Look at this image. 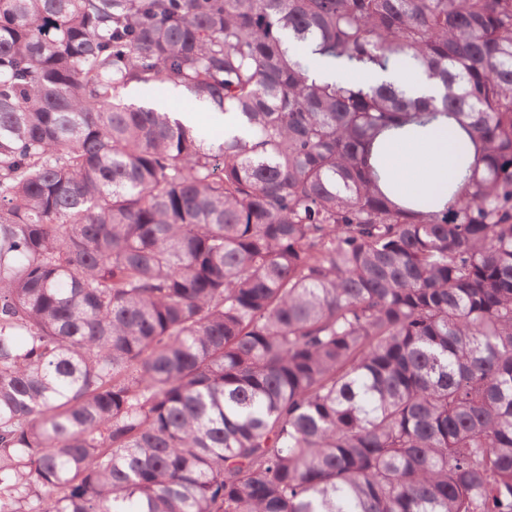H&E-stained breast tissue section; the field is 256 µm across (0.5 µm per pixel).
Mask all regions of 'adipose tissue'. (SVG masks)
<instances>
[{
  "label": "adipose tissue",
  "mask_w": 512,
  "mask_h": 512,
  "mask_svg": "<svg viewBox=\"0 0 512 512\" xmlns=\"http://www.w3.org/2000/svg\"><path fill=\"white\" fill-rule=\"evenodd\" d=\"M370 162L381 173L379 190L398 206L416 211L442 208L448 201V179L458 164L456 147L448 140L447 118L379 134Z\"/></svg>",
  "instance_id": "ef3b65f1"
}]
</instances>
